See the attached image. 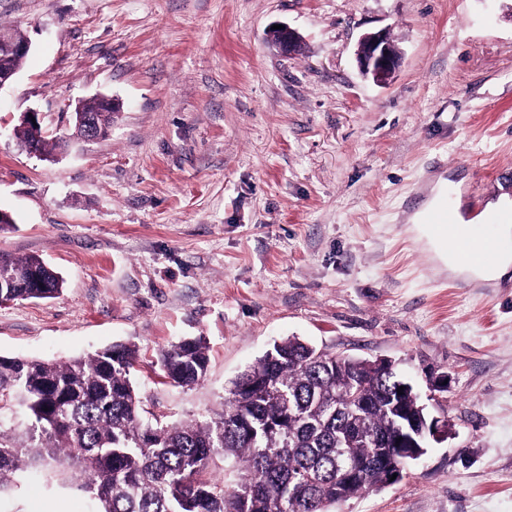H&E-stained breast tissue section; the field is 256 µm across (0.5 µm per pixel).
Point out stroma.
Here are the masks:
<instances>
[{
  "label": "stroma",
  "instance_id": "stroma-1",
  "mask_svg": "<svg viewBox=\"0 0 512 512\" xmlns=\"http://www.w3.org/2000/svg\"><path fill=\"white\" fill-rule=\"evenodd\" d=\"M31 51L0 90V252L43 259L57 297L0 305V356L64 361L136 346L146 420L220 412L272 344L385 359L448 434L398 483L338 512H512V281L437 271L408 216L437 176L496 199L512 167V0H0ZM285 23L297 55L267 41ZM401 63L362 75L360 37ZM120 109L71 139L77 101ZM68 147L21 150V113ZM205 337V380L177 388L161 351ZM433 367L448 387L431 390ZM0 512H95L51 460ZM356 56L360 71L366 76L370 75L377 83H385L395 73L401 60L399 50L386 30L363 35Z\"/></svg>",
  "mask_w": 512,
  "mask_h": 512
}]
</instances>
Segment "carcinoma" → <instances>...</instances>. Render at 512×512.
<instances>
[{"label":"carcinoma","instance_id":"cac0c4a2","mask_svg":"<svg viewBox=\"0 0 512 512\" xmlns=\"http://www.w3.org/2000/svg\"><path fill=\"white\" fill-rule=\"evenodd\" d=\"M85 107L112 128L114 109L97 98ZM3 261L12 277L0 293L61 292L39 257ZM135 359L125 344L54 363L0 356V494L52 459L95 496L98 512H330L406 466L396 409L425 411L416 389L397 394L396 371L288 338L237 374L214 417L151 423L130 378ZM160 366L174 387L199 384L206 340L179 341ZM219 458L232 479L211 476Z\"/></svg>","mask_w":512,"mask_h":512}]
</instances>
